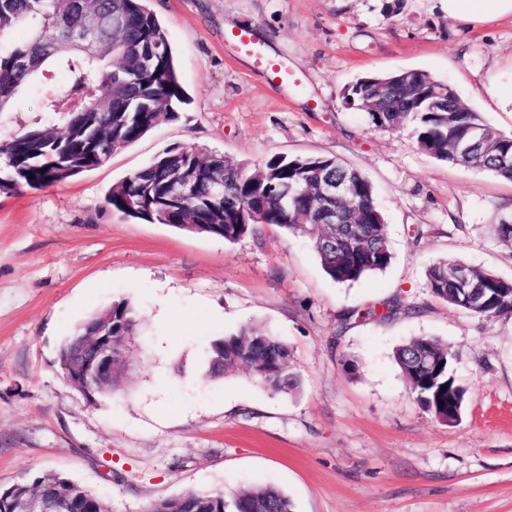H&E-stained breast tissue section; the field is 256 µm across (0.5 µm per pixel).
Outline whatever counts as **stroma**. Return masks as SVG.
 <instances>
[{"instance_id": "stroma-1", "label": "stroma", "mask_w": 512, "mask_h": 512, "mask_svg": "<svg viewBox=\"0 0 512 512\" xmlns=\"http://www.w3.org/2000/svg\"><path fill=\"white\" fill-rule=\"evenodd\" d=\"M165 27L189 98L102 166L65 184L0 192V487L45 472L145 512L187 490L271 485L294 512H512V317H476L432 296L427 268L456 259L512 280V182L438 162L408 131H375L344 87L421 69L512 134V17H448L445 0H146ZM292 76L270 81L265 64ZM191 145L256 164L328 156L368 176L393 260L338 283L306 236L266 225L228 243L124 219L113 183ZM385 322L347 310L392 298ZM128 299L139 320L122 391L89 402L59 348ZM255 325L287 343L293 394L240 368L208 375L212 345ZM416 336L448 344L466 390L439 423L394 360Z\"/></svg>"}]
</instances>
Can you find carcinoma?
<instances>
[{
	"label": "carcinoma",
	"mask_w": 512,
	"mask_h": 512,
	"mask_svg": "<svg viewBox=\"0 0 512 512\" xmlns=\"http://www.w3.org/2000/svg\"><path fill=\"white\" fill-rule=\"evenodd\" d=\"M29 27L26 39L16 31ZM62 72L66 83L55 82ZM395 89L381 112L367 113L378 131L410 129L420 150L437 161L462 163L512 180V135H504L465 105L450 87L420 70L369 74L343 91L347 107L361 110L378 84ZM29 90L41 96V111L63 115L64 127L21 124L0 136V192L61 184L107 162L113 153L173 119L188 103L165 28L146 0H0V112L15 111ZM338 161L326 157L273 156L258 164L205 155L192 146L170 148L150 164L112 184L105 205L125 218L233 243L263 225L308 235L325 273L335 282H356L385 270L392 261L386 219L370 180L352 168V200L360 206L353 224L332 225L311 196L299 190L318 175L336 177ZM426 285L437 298L473 316H512V307L492 301L512 281L452 259L429 266ZM375 308L348 311L345 320L387 318ZM112 316V339L131 336L137 320L127 299L115 301L81 323L59 353L92 354L83 336H95ZM394 357L419 403L441 423L448 422L447 387L465 390L450 367L454 354L438 339L420 336L395 349ZM290 350L278 337L253 327L216 341L208 373L222 378L244 366L273 393L299 388L289 370ZM47 501L80 494L85 512H111L109 503L69 478L41 474L0 488ZM146 512H293L282 490L249 487L228 499L224 491L188 490L158 499Z\"/></svg>",
	"instance_id": "cac0c4a2"
}]
</instances>
